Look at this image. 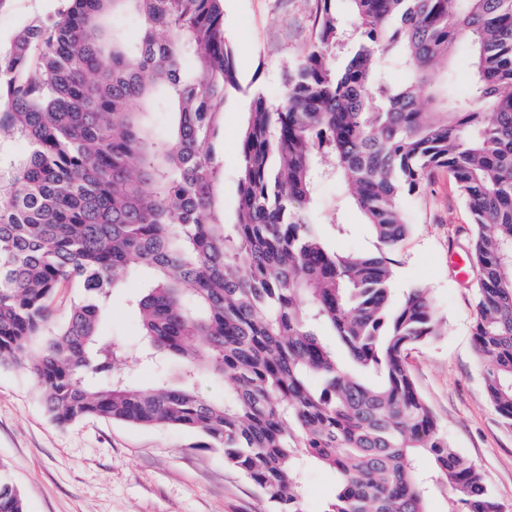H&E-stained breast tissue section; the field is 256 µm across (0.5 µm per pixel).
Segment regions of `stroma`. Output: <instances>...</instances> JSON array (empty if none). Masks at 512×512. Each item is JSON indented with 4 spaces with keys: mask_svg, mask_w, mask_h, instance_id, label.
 Returning a JSON list of instances; mask_svg holds the SVG:
<instances>
[{
    "mask_svg": "<svg viewBox=\"0 0 512 512\" xmlns=\"http://www.w3.org/2000/svg\"><path fill=\"white\" fill-rule=\"evenodd\" d=\"M314 21V0H224V30L243 85L279 104L286 70L310 47ZM247 107L244 95L227 102L219 136L220 199L229 217L237 205L238 142ZM403 208L411 232L392 255L395 293L428 289L442 321L436 341L408 350V368L449 443L480 467L491 493L512 512V427L486 397L472 336L475 293L451 268L471 237L467 206L441 171L423 193L405 198ZM315 213L331 250L375 251V238L335 179L318 184ZM339 222L348 233L337 234ZM150 277L136 268L101 320L103 334L132 349L140 326L127 298ZM200 441L178 428L94 417L59 428L34 381L0 366V471L22 495L26 512H268L264 493L226 466L221 451Z\"/></svg>",
    "mask_w": 512,
    "mask_h": 512,
    "instance_id": "1",
    "label": "stroma"
}]
</instances>
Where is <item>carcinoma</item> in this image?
I'll return each mask as SVG.
<instances>
[{
	"label": "carcinoma",
	"instance_id": "obj_1",
	"mask_svg": "<svg viewBox=\"0 0 512 512\" xmlns=\"http://www.w3.org/2000/svg\"><path fill=\"white\" fill-rule=\"evenodd\" d=\"M347 2L352 28L316 0L279 105L252 91L230 223L216 145L242 86L224 0H54L0 43V364L36 381L61 427L98 417L199 434L272 512H302L311 465L336 478L325 512H429L433 493L445 512H504L407 368L440 320L425 288L392 302L385 254L410 230L403 199L448 171L472 226L484 390L512 426V0ZM127 13L135 35L117 26ZM459 50L469 92L432 109L433 66ZM154 112L168 114L163 135ZM321 169L381 254L327 248L312 215ZM133 266L152 271L128 299L159 364L143 387L99 332ZM203 373L224 401L197 393ZM0 512H25L1 476Z\"/></svg>",
	"mask_w": 512,
	"mask_h": 512
}]
</instances>
